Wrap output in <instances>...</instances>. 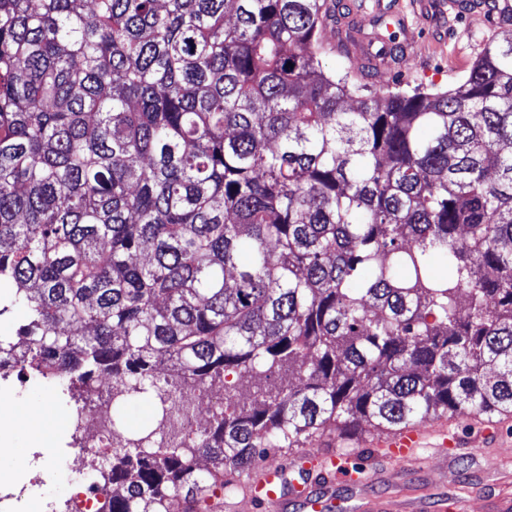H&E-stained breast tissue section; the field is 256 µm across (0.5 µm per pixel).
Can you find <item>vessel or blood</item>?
<instances>
[{
	"instance_id": "obj_1",
	"label": "vessel or blood",
	"mask_w": 512,
	"mask_h": 512,
	"mask_svg": "<svg viewBox=\"0 0 512 512\" xmlns=\"http://www.w3.org/2000/svg\"><path fill=\"white\" fill-rule=\"evenodd\" d=\"M392 460L405 461L417 449L436 446L454 448L458 437L447 424L431 428L413 426L392 432L383 442ZM311 469L303 480L289 481L288 463L278 462L252 472L245 486L246 499L269 508L270 512H318L320 503L331 486H354L358 471L345 455L329 453L327 460L311 461Z\"/></svg>"
}]
</instances>
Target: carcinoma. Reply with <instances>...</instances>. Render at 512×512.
Here are the masks:
<instances>
[{"instance_id":"cac0c4a2","label":"carcinoma","mask_w":512,"mask_h":512,"mask_svg":"<svg viewBox=\"0 0 512 512\" xmlns=\"http://www.w3.org/2000/svg\"><path fill=\"white\" fill-rule=\"evenodd\" d=\"M334 7L0 0V367L110 375L115 413L298 379L224 387L189 449L154 417L100 512H214L275 448L512 413V38L382 94L326 66Z\"/></svg>"}]
</instances>
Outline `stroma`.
Instances as JSON below:
<instances>
[{"mask_svg":"<svg viewBox=\"0 0 512 512\" xmlns=\"http://www.w3.org/2000/svg\"><path fill=\"white\" fill-rule=\"evenodd\" d=\"M458 0H400L402 19L393 20L398 49L394 64L383 74L361 72L345 53H331L328 66L338 74L361 79L376 87L400 80L405 89L423 86L431 90L453 89L469 74L487 39L512 36V22H502L472 10H460ZM0 401L11 411L0 426V475L11 477L23 469L34 449L57 448L66 453L77 434L66 423L69 407L51 384L31 381L0 392ZM57 417L44 439L34 438L27 427L32 418ZM497 434L480 439L479 419L461 418L457 428L462 446L452 457L426 453L424 459L393 462L382 448L370 447L379 435L369 428L362 439L342 443L325 434L303 446L308 456L326 450L352 454L372 483L339 488L329 493L322 512H372L374 498L407 500L405 512H437L442 498L453 495L464 512H497L495 499L512 497V413L499 419Z\"/></svg>","mask_w":512,"mask_h":512,"instance_id":"stroma-1","label":"stroma"}]
</instances>
